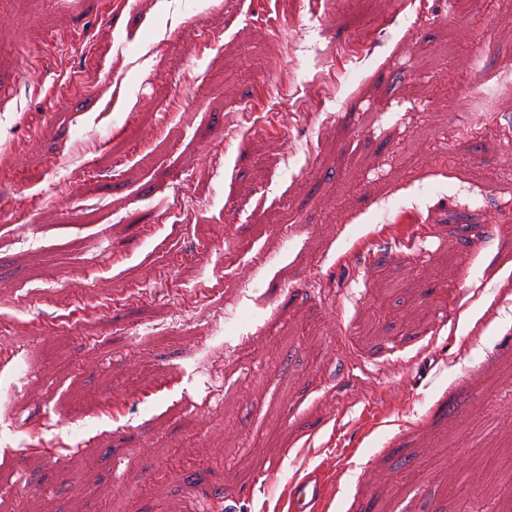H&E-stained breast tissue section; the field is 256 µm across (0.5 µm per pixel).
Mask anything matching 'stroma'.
Listing matches in <instances>:
<instances>
[{
	"label": "stroma",
	"mask_w": 512,
	"mask_h": 512,
	"mask_svg": "<svg viewBox=\"0 0 512 512\" xmlns=\"http://www.w3.org/2000/svg\"><path fill=\"white\" fill-rule=\"evenodd\" d=\"M508 60L512 0H0V512H512ZM326 491V485L320 478H311L295 485L290 500L293 512H310L308 507L318 501Z\"/></svg>",
	"instance_id": "stroma-1"
}]
</instances>
